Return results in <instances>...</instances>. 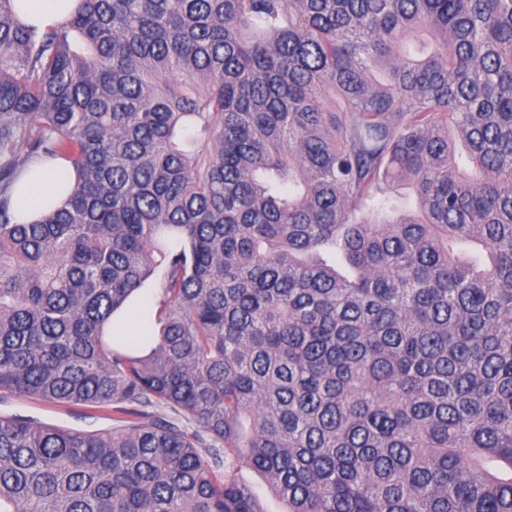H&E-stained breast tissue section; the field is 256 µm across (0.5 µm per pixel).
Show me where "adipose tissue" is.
I'll return each instance as SVG.
<instances>
[{"label":"adipose tissue","instance_id":"1","mask_svg":"<svg viewBox=\"0 0 512 512\" xmlns=\"http://www.w3.org/2000/svg\"><path fill=\"white\" fill-rule=\"evenodd\" d=\"M77 3L78 0H22L20 15L26 23L42 30L66 20ZM54 169V163L35 162L19 181L11 202L19 221H34L67 198L70 190L58 186Z\"/></svg>","mask_w":512,"mask_h":512}]
</instances>
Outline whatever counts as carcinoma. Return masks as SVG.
Segmentation results:
<instances>
[{
  "mask_svg": "<svg viewBox=\"0 0 512 512\" xmlns=\"http://www.w3.org/2000/svg\"><path fill=\"white\" fill-rule=\"evenodd\" d=\"M2 395L123 427L0 415V512H512V0H0ZM22 19L39 31L66 20L75 10L78 0H18ZM57 163H33L17 184L11 205L17 219L22 223L34 221L46 210L61 205L75 189L77 181L74 175L65 188L57 185L54 173ZM244 478L250 483L255 492L264 502L269 512H283L286 510V505L276 497L272 496L267 489L264 480L254 472H243Z\"/></svg>",
  "mask_w": 512,
  "mask_h": 512,
  "instance_id": "cac0c4a2",
  "label": "carcinoma"
}]
</instances>
